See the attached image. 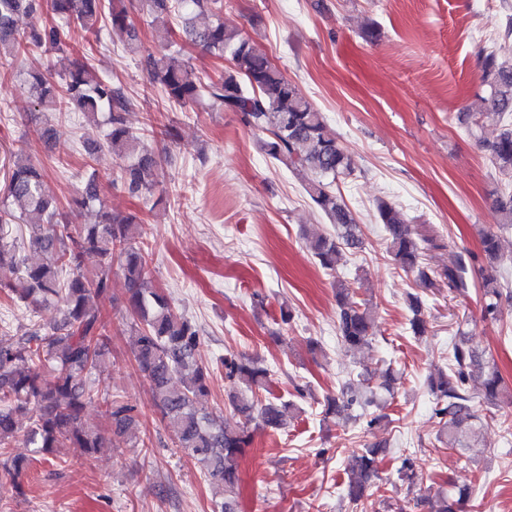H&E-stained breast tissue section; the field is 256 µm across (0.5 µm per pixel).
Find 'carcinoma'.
<instances>
[{
  "label": "carcinoma",
  "mask_w": 512,
  "mask_h": 512,
  "mask_svg": "<svg viewBox=\"0 0 512 512\" xmlns=\"http://www.w3.org/2000/svg\"><path fill=\"white\" fill-rule=\"evenodd\" d=\"M157 39L170 41L169 18L175 12L209 13L216 23L195 28L186 23L184 35L192 44L219 57L229 55L230 70L217 81L205 83L183 58L182 48L164 54H147L143 61L152 82L161 86L167 99L184 108L208 98L222 111L237 112L250 128L268 133L258 141L259 150L292 173L313 178L304 191L317 208L336 226V236L311 238V250L326 271L337 272L345 252L359 249L363 238L359 224L333 185L351 176L357 160L343 147L322 112L301 96L295 84L238 30L228 29L219 19L222 0H140ZM37 0H0V58L32 53L70 52L77 55L68 72L54 83L39 69L28 72L34 101L43 114L75 111L97 129L108 126L105 145L120 162L121 179L134 196H152L163 183L162 156L147 150L141 137L126 124L131 101L122 88L91 75L86 45L75 35L95 39L108 32L130 49H138L137 28L123 0H53L57 23L46 24L38 17ZM504 46H494L481 60L482 82L487 92L481 112H460L457 120L469 132L493 126L492 139H478L481 151L499 175L512 179V60L501 59ZM21 208L15 216L8 201ZM74 211L98 208L95 224H69L58 219L57 199L45 187L43 167L21 153L5 172L0 191V290L15 303L40 308L62 304L61 318L48 325H35L19 336L0 339V468L16 480L25 470L23 461L9 456L19 432V421H31L25 443L42 456L69 446L90 461L109 447L108 432L136 437L138 416L133 406L120 400L104 401V426L88 425L82 411L94 399L91 375L111 354L108 323L94 305V299L110 290L112 264L124 275L126 308L132 315L131 353L147 380L155 408L173 432L178 447L194 465L224 490L218 512H234L233 494L238 482V460L249 447L256 430L281 429L294 404L277 398H263L268 370L255 362L226 355L220 361L230 394L234 417L220 419L198 409L210 392L213 371L199 359L200 337L195 324L173 310L167 296L149 277L148 259L138 246L142 227L137 217H120L107 206L94 180L87 181L72 197ZM493 207L497 227L481 234V253L467 254L444 272L448 288L460 296L469 293L468 266L482 260L502 258L499 233L512 228V188L496 193ZM377 221L390 240L393 261L415 274L416 282L427 288L431 277L422 263V251L412 225L393 203H376ZM22 220L32 250L43 255L38 263L28 261L13 236V224ZM96 267L87 271L88 259ZM338 305L337 333L344 348L359 351L370 346L375 322L371 305L357 300L352 284L341 277L334 280ZM485 319L495 322L502 303L512 298L505 278L484 277L480 284ZM412 312L411 333L425 334L420 297L408 296ZM485 372V396L500 398L501 378L490 362L459 332L452 346L449 372L431 382L440 418L439 437L450 448H466L482 421L474 411L468 381ZM49 372L52 380L42 375ZM374 403V395L352 381L344 382L339 395L326 399L325 414L340 409L359 411ZM382 448H363L354 455L347 496L356 506L371 496L372 479L377 477ZM466 500L459 492L454 500L435 495L430 512H460Z\"/></svg>",
  "instance_id": "1"
}]
</instances>
